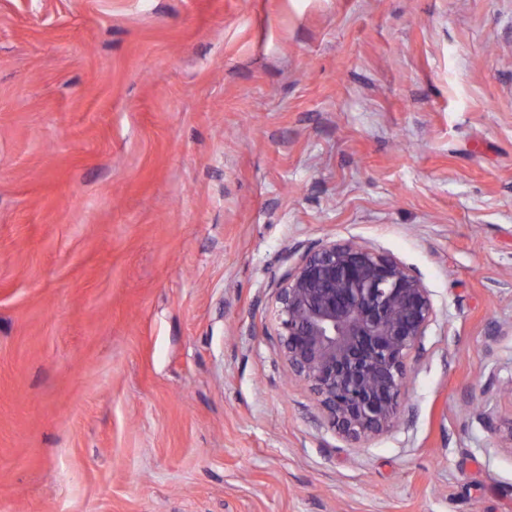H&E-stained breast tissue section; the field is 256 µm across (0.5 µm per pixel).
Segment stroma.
Masks as SVG:
<instances>
[{
    "mask_svg": "<svg viewBox=\"0 0 512 512\" xmlns=\"http://www.w3.org/2000/svg\"><path fill=\"white\" fill-rule=\"evenodd\" d=\"M360 242L434 306L344 440L273 321ZM512 0H0V512H512Z\"/></svg>",
    "mask_w": 512,
    "mask_h": 512,
    "instance_id": "1",
    "label": "stroma"
}]
</instances>
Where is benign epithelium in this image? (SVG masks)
<instances>
[{
  "label": "benign epithelium",
  "mask_w": 512,
  "mask_h": 512,
  "mask_svg": "<svg viewBox=\"0 0 512 512\" xmlns=\"http://www.w3.org/2000/svg\"><path fill=\"white\" fill-rule=\"evenodd\" d=\"M433 317L419 277L395 257L354 242L303 255L279 288L274 312L290 374L354 443L396 426L407 359Z\"/></svg>",
  "instance_id": "7a95c632"
}]
</instances>
